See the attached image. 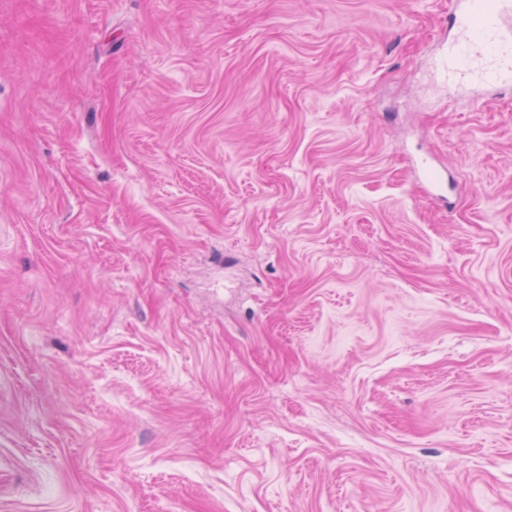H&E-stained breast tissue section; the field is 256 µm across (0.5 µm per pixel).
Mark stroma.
I'll list each match as a JSON object with an SVG mask.
<instances>
[{"label":"stroma","instance_id":"35a3bbf8","mask_svg":"<svg viewBox=\"0 0 512 512\" xmlns=\"http://www.w3.org/2000/svg\"><path fill=\"white\" fill-rule=\"evenodd\" d=\"M449 0H0V512H512V89Z\"/></svg>","mask_w":512,"mask_h":512}]
</instances>
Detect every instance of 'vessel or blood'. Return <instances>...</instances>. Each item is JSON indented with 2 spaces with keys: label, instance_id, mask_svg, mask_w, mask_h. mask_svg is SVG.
Masks as SVG:
<instances>
[{
  "label": "vessel or blood",
  "instance_id": "1",
  "mask_svg": "<svg viewBox=\"0 0 512 512\" xmlns=\"http://www.w3.org/2000/svg\"><path fill=\"white\" fill-rule=\"evenodd\" d=\"M456 39L443 64L449 91L471 77L492 90L512 81V0H453Z\"/></svg>",
  "mask_w": 512,
  "mask_h": 512
}]
</instances>
